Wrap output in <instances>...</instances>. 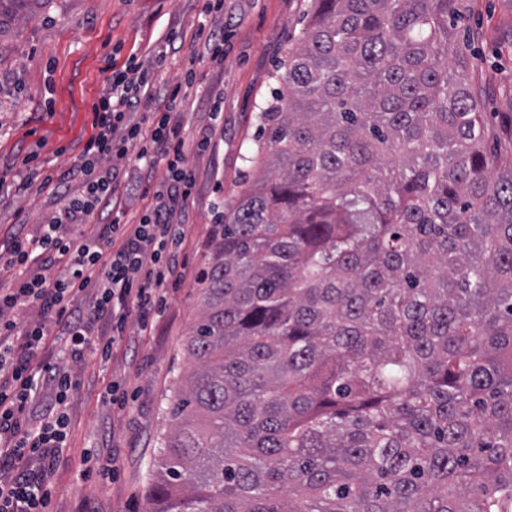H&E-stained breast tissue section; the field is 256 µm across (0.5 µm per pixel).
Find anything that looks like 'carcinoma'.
<instances>
[{"label": "carcinoma", "instance_id": "carcinoma-1", "mask_svg": "<svg viewBox=\"0 0 512 512\" xmlns=\"http://www.w3.org/2000/svg\"><path fill=\"white\" fill-rule=\"evenodd\" d=\"M467 0H312L215 225L149 512H512V163Z\"/></svg>", "mask_w": 512, "mask_h": 512}]
</instances>
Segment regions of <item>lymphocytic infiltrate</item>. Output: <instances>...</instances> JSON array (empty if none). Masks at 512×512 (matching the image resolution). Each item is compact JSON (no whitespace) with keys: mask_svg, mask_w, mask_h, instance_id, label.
Instances as JSON below:
<instances>
[{"mask_svg":"<svg viewBox=\"0 0 512 512\" xmlns=\"http://www.w3.org/2000/svg\"><path fill=\"white\" fill-rule=\"evenodd\" d=\"M151 88L152 75L143 66L112 72L84 146V195L38 234L16 238L0 261L14 274L11 287L0 289V512H48L46 475L66 446L72 373L39 359L40 350L57 338L74 363L95 348L109 354V344H97L96 328L124 335L132 315L141 329L151 328L164 290L180 275L179 247L196 177L172 119L174 103L153 111L149 127L131 122L130 113L151 99ZM132 142L140 146L138 159L165 163L163 189L139 223L115 218L96 234L82 232L87 216L110 205L117 178L111 163L125 159ZM60 256L68 260L64 276L31 274L32 262L49 266ZM28 306L36 308V318L17 323L13 312Z\"/></svg>","mask_w":512,"mask_h":512,"instance_id":"lymphocytic-infiltrate-1","label":"lymphocytic infiltrate"}]
</instances>
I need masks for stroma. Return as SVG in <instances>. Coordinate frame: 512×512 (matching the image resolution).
I'll return each instance as SVG.
<instances>
[{"mask_svg":"<svg viewBox=\"0 0 512 512\" xmlns=\"http://www.w3.org/2000/svg\"><path fill=\"white\" fill-rule=\"evenodd\" d=\"M311 0H0V253L16 233H38L66 199L80 197L76 170L94 132V108L113 68L129 56L154 72V104L177 93V121L196 194L180 247L181 277L166 292L165 311L151 330L129 319L109 358L89 351L73 365L67 444L49 480L51 512H147V488L166 432L171 382L194 364L186 342L199 309L200 273L213 230L234 203L248 169L259 113L274 88L271 76L301 34ZM465 56L486 84L483 110L489 152L512 154L502 132L512 120V0H474L465 22ZM224 33V61L205 53L202 31ZM175 43H168L169 34ZM221 109L222 120L212 118ZM212 147L198 148L203 134ZM137 147L120 167L114 209L91 214L93 234L120 212L138 223L164 175ZM31 185L17 190L20 177ZM129 394L125 405L100 397L109 382Z\"/></svg>","mask_w":512,"mask_h":512,"instance_id":"stroma-1","label":"stroma"}]
</instances>
